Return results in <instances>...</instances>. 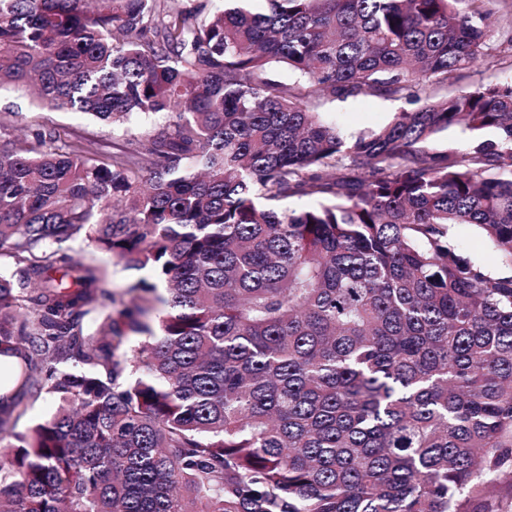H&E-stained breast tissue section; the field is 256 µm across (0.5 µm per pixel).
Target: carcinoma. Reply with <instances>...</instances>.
Here are the masks:
<instances>
[{
  "instance_id": "cac0c4a2",
  "label": "carcinoma",
  "mask_w": 512,
  "mask_h": 512,
  "mask_svg": "<svg viewBox=\"0 0 512 512\" xmlns=\"http://www.w3.org/2000/svg\"><path fill=\"white\" fill-rule=\"evenodd\" d=\"M253 2L0 0V89L169 119L108 152L0 121V512H492L512 485V273L450 235L512 267V80L434 96L498 0ZM382 95L424 103L350 138L316 110ZM78 237L149 274L123 322ZM451 231L454 241L468 256L493 268H499V264L493 260L491 245L478 226L457 224Z\"/></svg>"
}]
</instances>
